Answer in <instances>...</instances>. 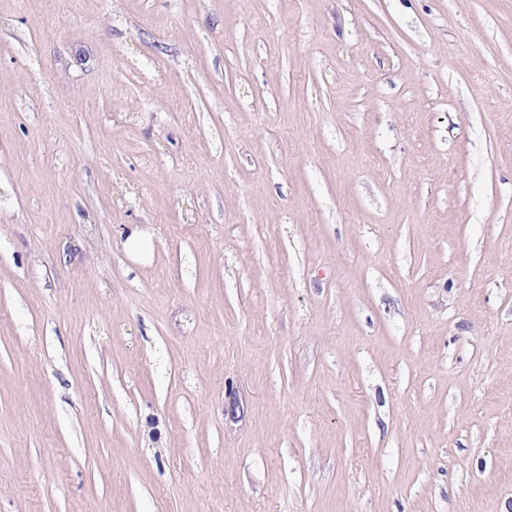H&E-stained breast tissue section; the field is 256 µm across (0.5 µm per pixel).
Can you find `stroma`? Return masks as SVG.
I'll use <instances>...</instances> for the list:
<instances>
[{
    "label": "stroma",
    "mask_w": 512,
    "mask_h": 512,
    "mask_svg": "<svg viewBox=\"0 0 512 512\" xmlns=\"http://www.w3.org/2000/svg\"><path fill=\"white\" fill-rule=\"evenodd\" d=\"M0 512H512V0H0Z\"/></svg>",
    "instance_id": "35a3bbf8"
}]
</instances>
